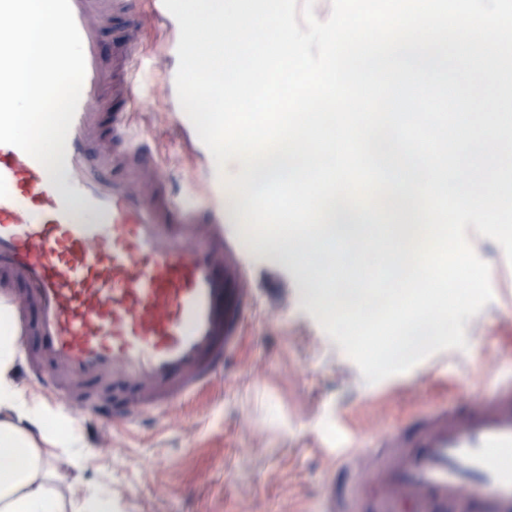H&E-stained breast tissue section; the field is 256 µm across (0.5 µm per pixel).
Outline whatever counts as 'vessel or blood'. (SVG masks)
I'll use <instances>...</instances> for the list:
<instances>
[{
  "label": "vessel or blood",
  "instance_id": "obj_1",
  "mask_svg": "<svg viewBox=\"0 0 512 512\" xmlns=\"http://www.w3.org/2000/svg\"><path fill=\"white\" fill-rule=\"evenodd\" d=\"M86 75L66 155L53 170L0 144V310L32 333L24 371L88 421L123 425L224 373L251 307L224 211L170 191L151 144L127 124L138 58L136 0H70ZM112 50L104 52V37ZM302 274L330 262L292 245ZM336 447L316 512H512V378L455 406Z\"/></svg>",
  "mask_w": 512,
  "mask_h": 512
}]
</instances>
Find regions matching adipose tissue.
<instances>
[{
    "label": "adipose tissue",
    "mask_w": 512,
    "mask_h": 512,
    "mask_svg": "<svg viewBox=\"0 0 512 512\" xmlns=\"http://www.w3.org/2000/svg\"><path fill=\"white\" fill-rule=\"evenodd\" d=\"M18 339L0 317V512H118L110 490L67 484L54 461L84 469L92 455L76 429L48 431L47 411L13 377Z\"/></svg>",
    "instance_id": "obj_1"
}]
</instances>
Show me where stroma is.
<instances>
[{
    "mask_svg": "<svg viewBox=\"0 0 512 512\" xmlns=\"http://www.w3.org/2000/svg\"><path fill=\"white\" fill-rule=\"evenodd\" d=\"M138 9L144 25L127 119L153 142L172 191L198 192L199 206L211 207L204 194L213 171L207 151L160 80L174 53L173 25L155 21L152 0H139ZM466 234L497 272L493 298L464 320L466 348L439 351L431 368L402 373L400 395L384 397L381 383L367 382L326 334L297 263L251 250L244 256L251 313L224 380L183 403L181 424L158 414L82 435L95 456L86 469L68 471L69 481L111 489L120 512H313L337 434L354 447L370 446L371 429L442 407L469 384L492 394L512 375V328L503 326L512 319V262L474 226Z\"/></svg>",
    "mask_w": 512,
    "mask_h": 512,
    "instance_id": "stroma-1",
    "label": "stroma"
}]
</instances>
